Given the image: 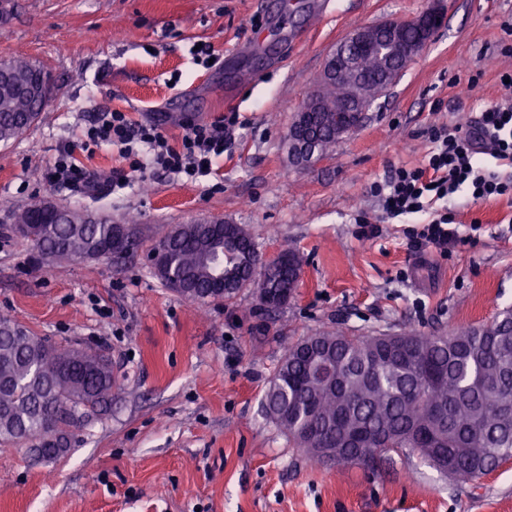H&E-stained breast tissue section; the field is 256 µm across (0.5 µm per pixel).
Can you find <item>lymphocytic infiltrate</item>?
I'll use <instances>...</instances> for the list:
<instances>
[{
    "label": "lymphocytic infiltrate",
    "mask_w": 512,
    "mask_h": 512,
    "mask_svg": "<svg viewBox=\"0 0 512 512\" xmlns=\"http://www.w3.org/2000/svg\"><path fill=\"white\" fill-rule=\"evenodd\" d=\"M239 123V115L227 112L210 120L188 122L181 139L168 137L156 120H138L119 109L94 113L80 137L63 143L46 173L48 184L66 190L94 191L90 172L76 162V151L94 154L99 148H116L128 164L127 171H116L110 189L124 188L128 172L164 171L195 182L207 181L213 165L223 157ZM432 148L423 166L399 168L373 191L389 218L431 211L432 217L421 230L410 232L415 246H431L448 251L460 241L451 216L455 197L468 189L473 202L503 196L512 197V179H505L483 166L482 156L512 166V81L503 85L502 94L469 127L458 125L432 129ZM440 210H433V203Z\"/></svg>",
    "instance_id": "obj_1"
}]
</instances>
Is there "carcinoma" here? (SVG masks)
Listing matches in <instances>:
<instances>
[{
    "instance_id": "obj_1",
    "label": "carcinoma",
    "mask_w": 512,
    "mask_h": 512,
    "mask_svg": "<svg viewBox=\"0 0 512 512\" xmlns=\"http://www.w3.org/2000/svg\"><path fill=\"white\" fill-rule=\"evenodd\" d=\"M343 98L332 87L321 96L327 114ZM47 101L0 86V142L26 132ZM310 132L320 152L336 144V126L320 114ZM35 205L12 213L11 233L45 264L85 259L112 243L119 225L58 207L37 222ZM224 236V223L203 220L171 228L152 245L159 280L192 301L230 298L253 286L290 298L301 259L237 268L238 287L221 296L216 278L231 263L223 251L203 254L204 239ZM334 369L314 378L319 365ZM112 361L102 350L58 344L0 317V446H25L42 460L67 454L76 432L112 411ZM270 420L307 457L339 465L382 462L388 448L418 451L433 468L470 483L512 457V310L493 323L450 336L417 333L366 338L323 332L289 346L265 396ZM359 446H348L350 433Z\"/></svg>"
}]
</instances>
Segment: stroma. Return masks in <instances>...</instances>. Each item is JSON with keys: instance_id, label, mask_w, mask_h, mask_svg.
<instances>
[{"instance_id": "stroma-1", "label": "stroma", "mask_w": 512, "mask_h": 512, "mask_svg": "<svg viewBox=\"0 0 512 512\" xmlns=\"http://www.w3.org/2000/svg\"><path fill=\"white\" fill-rule=\"evenodd\" d=\"M433 0H0V61L23 57L52 75L36 124L0 142V215L48 198L136 225L126 257L35 263L0 223V316L40 336L110 352L120 376L112 411L60 458L0 453V512H512V460L460 485L408 448L371 470L312 463L265 415L287 346L326 331L355 337L454 334L512 310V200L456 195L462 241L448 253L413 246L425 213L385 218L370 188L418 167L431 126H469L512 74V0H442L445 23L361 127L294 163L288 130L327 56L356 27L418 15ZM259 16L262 25L251 29ZM211 45L219 68L195 65ZM160 118L238 112L219 164L220 192L174 174L108 195L59 193L45 181L60 143L94 112ZM379 228L358 235L360 218ZM200 220L238 224L266 258L295 251L301 282L276 309L254 288L192 302L166 288L146 248Z\"/></svg>"}]
</instances>
